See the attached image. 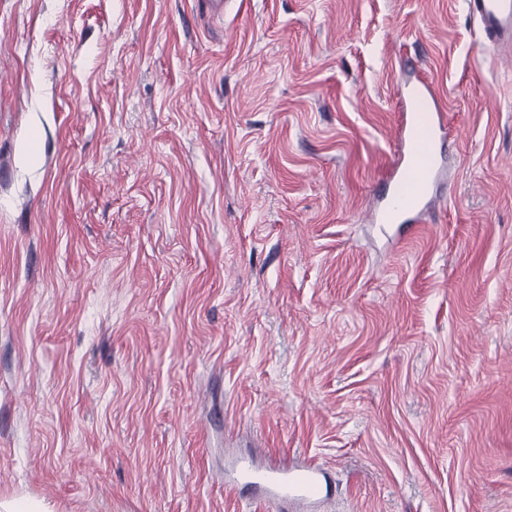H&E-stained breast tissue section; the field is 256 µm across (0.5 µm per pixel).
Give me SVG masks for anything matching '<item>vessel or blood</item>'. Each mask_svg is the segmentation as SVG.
I'll use <instances>...</instances> for the list:
<instances>
[{"label":"vessel or blood","instance_id":"1","mask_svg":"<svg viewBox=\"0 0 512 512\" xmlns=\"http://www.w3.org/2000/svg\"><path fill=\"white\" fill-rule=\"evenodd\" d=\"M464 4L468 15L477 21L482 31L485 50L494 52L512 41V0H464ZM433 102L429 87L406 91L401 151L388 191L373 215L376 223H385L393 214L397 215L399 223L412 227L421 221L438 175L434 143L442 115L431 112ZM323 481V473L309 463H275L259 468L246 459L238 462L233 479L239 491L259 486L268 498L278 503L303 507L316 501Z\"/></svg>","mask_w":512,"mask_h":512}]
</instances>
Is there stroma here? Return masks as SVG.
<instances>
[{"label":"stroma","instance_id":"stroma-1","mask_svg":"<svg viewBox=\"0 0 512 512\" xmlns=\"http://www.w3.org/2000/svg\"><path fill=\"white\" fill-rule=\"evenodd\" d=\"M424 82L420 230L366 219ZM512 512V49L463 0H0V493ZM235 477H224V485L233 482L239 492L253 486L262 487L268 498L284 505L309 506L317 500L323 473L310 463L286 465L275 463L258 468L246 459L238 462Z\"/></svg>","mask_w":512,"mask_h":512}]
</instances>
